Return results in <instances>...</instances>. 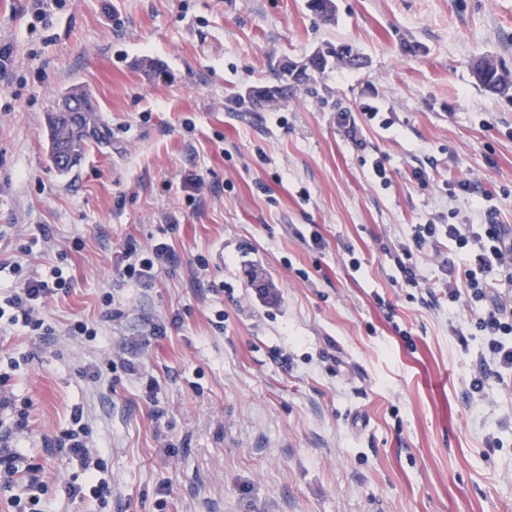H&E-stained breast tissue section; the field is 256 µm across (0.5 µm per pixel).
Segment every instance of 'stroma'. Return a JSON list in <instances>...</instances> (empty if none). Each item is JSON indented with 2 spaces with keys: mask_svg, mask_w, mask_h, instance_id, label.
<instances>
[{
  "mask_svg": "<svg viewBox=\"0 0 512 512\" xmlns=\"http://www.w3.org/2000/svg\"><path fill=\"white\" fill-rule=\"evenodd\" d=\"M335 2L326 24L306 0H61L43 22L0 0L17 57L0 76V284L15 262L71 279L42 309L53 339L0 334V369L21 362L7 388L29 405L16 439L42 468L46 512H512V380L467 399L477 346L456 331L478 309L448 302V240L401 250L428 219L480 223L471 195H448L461 178L512 225V89L472 72L491 57L512 80V0ZM330 43L367 67H334L274 108L245 100L271 61ZM145 58L168 79L150 81ZM72 86L112 144L62 175L46 114ZM130 241L168 243L180 264L127 283ZM407 259L419 287L402 285ZM78 321L94 341L69 336ZM77 405L103 501L68 498L85 473L48 447Z\"/></svg>",
  "mask_w": 512,
  "mask_h": 512,
  "instance_id": "35a3bbf8",
  "label": "stroma"
}]
</instances>
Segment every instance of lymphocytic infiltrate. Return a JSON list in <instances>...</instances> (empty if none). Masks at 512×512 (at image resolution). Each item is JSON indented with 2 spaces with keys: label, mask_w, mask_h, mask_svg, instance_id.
I'll return each mask as SVG.
<instances>
[{
  "label": "lymphocytic infiltrate",
  "mask_w": 512,
  "mask_h": 512,
  "mask_svg": "<svg viewBox=\"0 0 512 512\" xmlns=\"http://www.w3.org/2000/svg\"><path fill=\"white\" fill-rule=\"evenodd\" d=\"M482 224H438L426 221L413 225L411 235L402 246L404 254L423 249L439 237H447L451 259L445 260L448 275V300L457 302L461 296L483 304V311L469 323L471 335L480 339V350L472 363L467 391L483 394L490 380L512 378V313L508 312L496 282L512 285V231L498 221V208L479 199L476 203ZM463 253L474 256L473 267L458 273L454 258ZM179 259L164 242L143 250L126 245L120 259V276L124 281L138 285L148 283L157 272L177 266ZM68 279L61 267L48 270L45 277L24 278L0 290V324L7 328L21 327L37 333L40 338L52 336L54 329L40 316L47 299L57 291L67 289ZM82 407L71 412L70 428L61 432L51 443L52 451L77 460L87 474V485L67 484L68 497L91 494L98 500L111 495L109 481L102 478V460L88 439V428L83 421ZM23 474L27 483L22 492H12L16 475ZM0 484L10 488L9 504L13 512H42L41 500L36 497L43 482L37 467L32 466L23 446L11 444L8 435L0 434Z\"/></svg>",
  "instance_id": "obj_1"
}]
</instances>
